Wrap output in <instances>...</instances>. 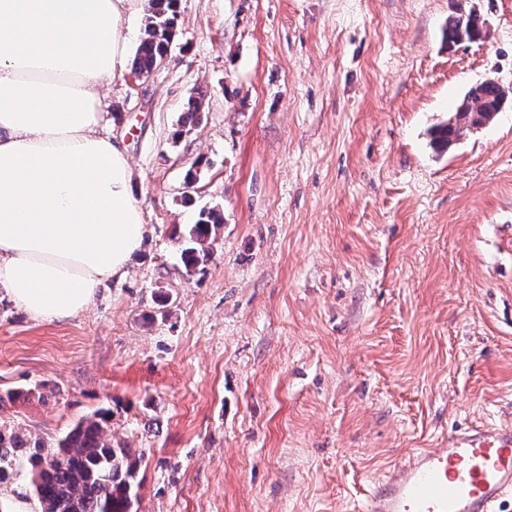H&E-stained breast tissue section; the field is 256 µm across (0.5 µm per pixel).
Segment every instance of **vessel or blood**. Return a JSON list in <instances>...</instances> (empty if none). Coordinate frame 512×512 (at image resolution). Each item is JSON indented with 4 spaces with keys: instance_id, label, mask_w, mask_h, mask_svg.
Here are the masks:
<instances>
[{
    "instance_id": "b4317fda",
    "label": "vessel or blood",
    "mask_w": 512,
    "mask_h": 512,
    "mask_svg": "<svg viewBox=\"0 0 512 512\" xmlns=\"http://www.w3.org/2000/svg\"><path fill=\"white\" fill-rule=\"evenodd\" d=\"M512 500V424L449 434L416 450L369 493L365 512H501Z\"/></svg>"
}]
</instances>
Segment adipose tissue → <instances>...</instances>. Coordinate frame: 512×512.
I'll use <instances>...</instances> for the list:
<instances>
[{"instance_id": "adipose-tissue-1", "label": "adipose tissue", "mask_w": 512, "mask_h": 512, "mask_svg": "<svg viewBox=\"0 0 512 512\" xmlns=\"http://www.w3.org/2000/svg\"><path fill=\"white\" fill-rule=\"evenodd\" d=\"M147 13L148 0H0V287L34 319L83 312L143 248L102 86Z\"/></svg>"}]
</instances>
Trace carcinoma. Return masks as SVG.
<instances>
[{
  "mask_svg": "<svg viewBox=\"0 0 512 512\" xmlns=\"http://www.w3.org/2000/svg\"><path fill=\"white\" fill-rule=\"evenodd\" d=\"M178 18L179 0H150L133 62L137 73H151L168 57ZM474 93L489 109L501 99V89L493 82L477 85ZM470 128V116L455 111L434 129L432 143L444 150ZM220 223V213L208 208L187 227L181 251L185 269L210 259L212 231ZM111 420L112 410L101 407L78 420L52 446L0 427V488L24 478L23 495L39 512H137L145 450L108 437Z\"/></svg>",
  "mask_w": 512,
  "mask_h": 512,
  "instance_id": "1",
  "label": "carcinoma"
}]
</instances>
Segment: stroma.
Masks as SVG:
<instances>
[{
  "label": "stroma",
  "instance_id": "obj_1",
  "mask_svg": "<svg viewBox=\"0 0 512 512\" xmlns=\"http://www.w3.org/2000/svg\"><path fill=\"white\" fill-rule=\"evenodd\" d=\"M462 2L180 0L166 61L103 87L144 246L67 320L0 288V390H41L0 423L51 444L110 405L138 512H363L414 449L512 422V101L429 145L470 86L512 88V0L451 47ZM221 223L220 213L208 208L200 210L197 222L187 227L182 235L184 248L181 251L182 263L186 270L194 269L210 259L212 231Z\"/></svg>",
  "mask_w": 512,
  "mask_h": 512
}]
</instances>
